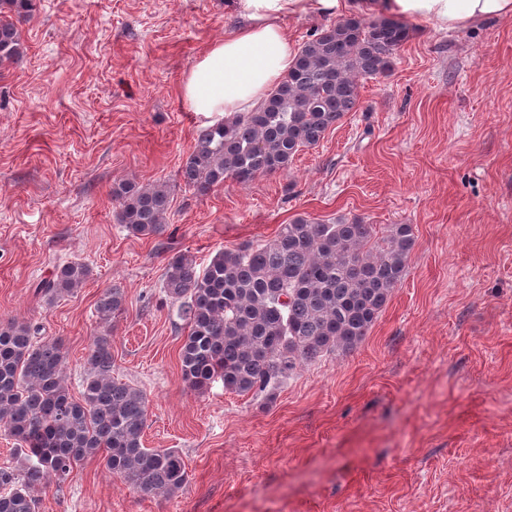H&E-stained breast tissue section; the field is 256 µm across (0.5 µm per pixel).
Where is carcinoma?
Masks as SVG:
<instances>
[{"label":"carcinoma","instance_id":"obj_1","mask_svg":"<svg viewBox=\"0 0 512 512\" xmlns=\"http://www.w3.org/2000/svg\"><path fill=\"white\" fill-rule=\"evenodd\" d=\"M35 12L36 0H0L1 68L23 56L17 22ZM409 33L392 18L354 16L313 34L260 105L198 128L181 180L205 195L228 179L246 185L287 170L356 110L359 79L391 71ZM111 196L129 232H166V184L118 180ZM415 241L411 224H391L378 236L359 220L330 224L300 215L265 243L226 248L202 268L173 255L162 288L187 329L184 381L204 392L220 380L226 391L273 400L300 365L359 347L401 284ZM89 275L85 264L71 262L35 291L52 300L77 291ZM124 306L120 288L97 301L103 331L85 358L80 400L65 382L61 339H37L40 326L28 320L0 323V430L22 446L15 465L0 467V512H39L50 482L65 481L89 458L144 496L187 485L176 451L144 446L145 392L112 375V323Z\"/></svg>","mask_w":512,"mask_h":512}]
</instances>
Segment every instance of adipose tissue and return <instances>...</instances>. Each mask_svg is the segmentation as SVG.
<instances>
[{
	"label": "adipose tissue",
	"instance_id": "ef3b65f1",
	"mask_svg": "<svg viewBox=\"0 0 512 512\" xmlns=\"http://www.w3.org/2000/svg\"><path fill=\"white\" fill-rule=\"evenodd\" d=\"M237 24L197 59L181 96L194 112L224 117L256 107L292 67L285 21L346 14L395 16L438 31L512 19V0H230Z\"/></svg>",
	"mask_w": 512,
	"mask_h": 512
}]
</instances>
